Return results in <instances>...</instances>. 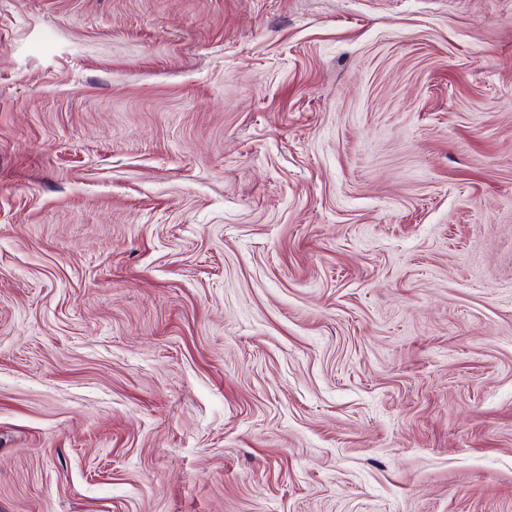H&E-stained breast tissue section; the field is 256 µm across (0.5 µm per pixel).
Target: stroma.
<instances>
[{
  "label": "stroma",
  "instance_id": "obj_1",
  "mask_svg": "<svg viewBox=\"0 0 512 512\" xmlns=\"http://www.w3.org/2000/svg\"><path fill=\"white\" fill-rule=\"evenodd\" d=\"M0 512H512V0H0Z\"/></svg>",
  "mask_w": 512,
  "mask_h": 512
}]
</instances>
